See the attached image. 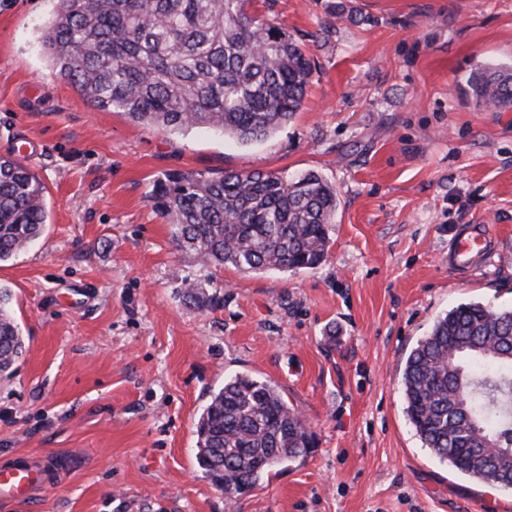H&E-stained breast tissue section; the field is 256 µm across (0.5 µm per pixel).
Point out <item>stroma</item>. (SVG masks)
<instances>
[{
  "label": "stroma",
  "instance_id": "1",
  "mask_svg": "<svg viewBox=\"0 0 512 512\" xmlns=\"http://www.w3.org/2000/svg\"><path fill=\"white\" fill-rule=\"evenodd\" d=\"M52 8L0 0V154L37 143L49 214L0 264L25 343L0 377V462L63 471L5 512H512V491L423 447L401 385L448 310L512 308V110L466 86L512 63V0H260L315 70L294 119L248 146L93 109L40 50ZM309 169L340 201L313 270L202 265L150 201L173 172ZM478 224L485 253L449 267ZM188 278L219 304H187ZM237 371L275 383L315 446L230 504L196 463V423Z\"/></svg>",
  "mask_w": 512,
  "mask_h": 512
}]
</instances>
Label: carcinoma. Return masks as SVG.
<instances>
[{"mask_svg": "<svg viewBox=\"0 0 512 512\" xmlns=\"http://www.w3.org/2000/svg\"><path fill=\"white\" fill-rule=\"evenodd\" d=\"M39 36L55 73L99 111L170 133L213 132L264 141L303 107L313 67L303 44L250 11L252 0H53ZM477 104L512 108V65L484 64L467 79ZM46 187L15 156H0V263L38 239ZM153 205L176 247L206 266L242 273L315 269L326 259L336 189L310 170L175 172ZM210 283L187 279L183 299L213 307ZM24 342L0 288V376ZM406 413L423 445L459 472L512 490V308L459 305L409 352ZM196 460L232 503L307 456L314 439L276 385L248 373L224 378L196 425ZM494 438L499 449L482 447Z\"/></svg>", "mask_w": 512, "mask_h": 512, "instance_id": "obj_1", "label": "carcinoma"}]
</instances>
